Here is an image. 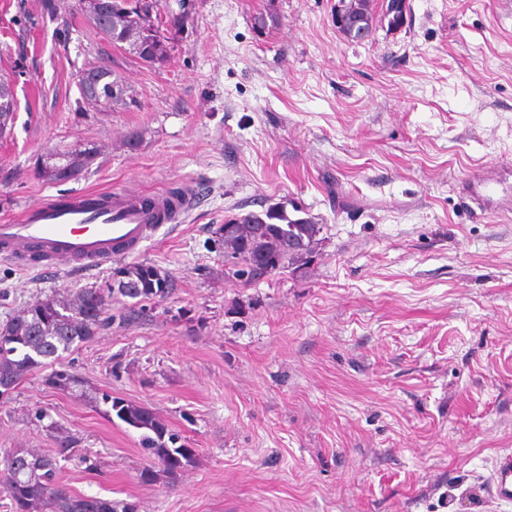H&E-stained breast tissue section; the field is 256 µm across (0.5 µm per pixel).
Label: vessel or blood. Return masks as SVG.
Instances as JSON below:
<instances>
[{"instance_id":"1","label":"vessel or blood","mask_w":512,"mask_h":512,"mask_svg":"<svg viewBox=\"0 0 512 512\" xmlns=\"http://www.w3.org/2000/svg\"><path fill=\"white\" fill-rule=\"evenodd\" d=\"M196 203L192 189L167 202L123 191H82L48 197L0 224V256L51 268L97 269L115 256L139 254L157 232L184 223ZM495 499L512 502V453L501 456L491 477Z\"/></svg>"}]
</instances>
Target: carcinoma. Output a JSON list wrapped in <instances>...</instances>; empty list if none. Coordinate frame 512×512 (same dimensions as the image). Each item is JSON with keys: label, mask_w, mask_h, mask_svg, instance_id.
<instances>
[{"label": "carcinoma", "mask_w": 512, "mask_h": 512, "mask_svg": "<svg viewBox=\"0 0 512 512\" xmlns=\"http://www.w3.org/2000/svg\"><path fill=\"white\" fill-rule=\"evenodd\" d=\"M133 0H113L112 25L121 30L126 44L121 49L140 61L148 30L165 32L179 24L178 18L166 21L160 14L141 15L132 7ZM345 14L352 26L371 28L376 22L386 23L395 31L404 25L403 15L381 6V14L373 11L370 0H347ZM105 80L100 94L92 100L99 105L122 103L128 88L104 69ZM94 148L60 152L57 157L65 166L82 171L88 166ZM320 226L308 218H291L282 208H271L263 214L250 213L231 219L216 231L218 243L229 252L228 259L237 267L234 274L246 275L245 266L259 261L274 271L284 269L312 250ZM117 292L131 298L162 297L169 289L166 275L149 264H134L118 272ZM112 289L86 288L72 299L56 294L39 299L0 326V385L16 386L32 370L46 366V360L60 359L75 344L86 342L101 327L99 311L110 305ZM60 390H70L80 382L65 371L54 370L47 378ZM111 404L115 416L128 426L145 432L144 444L154 458L153 465L143 468L141 479L151 482L162 472L177 478L191 466L195 449L177 446V437L152 410L126 403L108 394L102 395ZM16 512H136V505L123 500L75 496L61 483L54 460L28 450L11 456L8 473L0 481Z\"/></svg>", "instance_id": "carcinoma-1"}]
</instances>
